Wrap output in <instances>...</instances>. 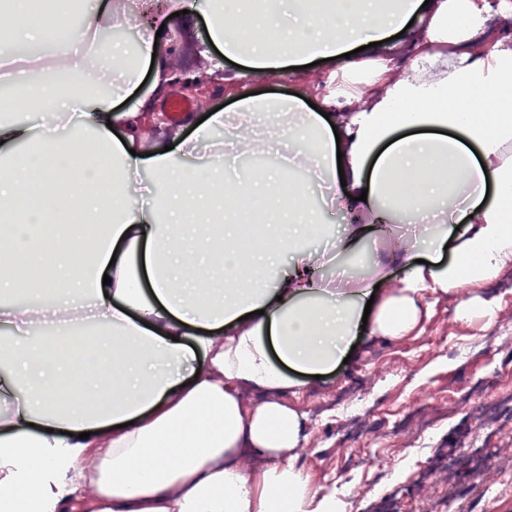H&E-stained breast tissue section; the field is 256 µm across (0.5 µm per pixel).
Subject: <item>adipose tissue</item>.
Segmentation results:
<instances>
[{
  "mask_svg": "<svg viewBox=\"0 0 512 512\" xmlns=\"http://www.w3.org/2000/svg\"><path fill=\"white\" fill-rule=\"evenodd\" d=\"M283 0L242 7L254 30L243 40L224 0H209L204 54L221 50L239 76L282 73L317 59L333 70L316 106L298 96L246 94L238 120L208 113L175 145L145 146L137 102L144 70L154 87L170 82L155 47L180 0H93L84 36L95 50L79 58L52 45L37 86L7 74L0 86L23 105L0 115V258H69L70 275L53 277L14 299L0 276V512H336L334 497L313 492L289 459L300 443L299 415L282 399L298 375L331 371L361 329L397 339L410 334L428 293L480 286L512 265V0H336L286 12ZM56 0H0V20L15 39L43 41ZM141 25L136 59L103 40L125 12ZM41 25H24L30 15ZM426 20L411 61L362 53ZM283 36L269 51L262 34ZM108 96L82 92L85 82ZM48 116L42 127L26 114ZM291 143L277 168L248 169L243 180L275 198L282 219L263 243L286 261H267L238 224L213 223L216 174H236L255 154L263 128ZM226 148L199 151L214 130ZM99 146L83 153L81 130ZM31 158L106 169L96 189L42 171V210L16 223ZM303 173L280 189L281 173ZM325 176L331 209L346 214L336 234L307 221L309 186ZM79 208L102 237L84 240L65 215ZM414 225L364 276H325V255L308 242L330 236L333 253L354 257ZM451 249V259L440 258ZM429 263H420L422 253ZM404 275L392 280L388 269ZM98 348L88 378L68 381V360L88 342ZM67 385L58 398L55 388ZM266 393L245 407L242 390ZM263 467L249 470L245 456Z\"/></svg>",
  "mask_w": 512,
  "mask_h": 512,
  "instance_id": "adipose-tissue-1",
  "label": "adipose tissue"
}]
</instances>
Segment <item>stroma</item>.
<instances>
[{
	"mask_svg": "<svg viewBox=\"0 0 512 512\" xmlns=\"http://www.w3.org/2000/svg\"><path fill=\"white\" fill-rule=\"evenodd\" d=\"M187 17L174 20L169 31L167 67L175 79L154 91L142 109L145 144L166 131L191 133L193 123L215 108L233 105L238 93L252 91L291 96H319L331 68L318 64L292 74L230 83L215 79L212 63L200 53L207 38L202 19L204 0H183ZM175 95L188 99L189 119H171L165 105ZM495 301L494 318L482 315L480 300ZM468 316H461L462 307ZM450 334L464 352L443 348L420 353L424 341ZM512 347V268L494 281L426 297L417 330L399 339L361 334L347 363L322 378L307 381L300 393L287 395L290 408L303 414L304 440L293 462L312 489L335 496L339 512H395L422 501L433 512H448V492L461 494L471 512H512V426L499 411L479 409L463 393L489 376L487 355ZM356 400L363 418L359 433L340 437L343 405ZM434 408L447 414L443 428L415 436L395 447L385 434L395 414ZM360 454L370 462L364 470L336 472L338 459Z\"/></svg>",
	"mask_w": 512,
	"mask_h": 512,
	"instance_id": "35a3bbf8",
	"label": "stroma"
}]
</instances>
